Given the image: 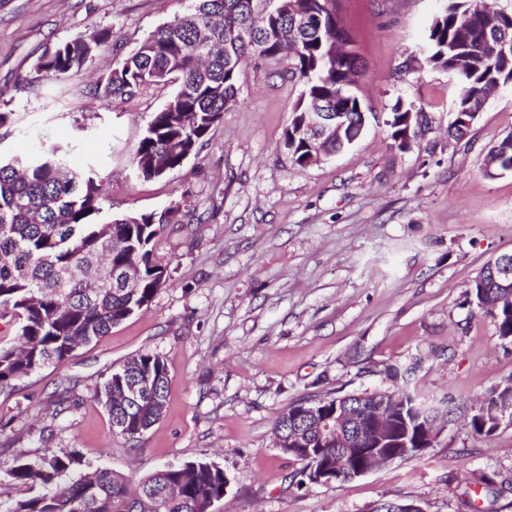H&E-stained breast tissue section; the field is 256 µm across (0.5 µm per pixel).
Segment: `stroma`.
Listing matches in <instances>:
<instances>
[{"label": "stroma", "mask_w": 512, "mask_h": 512, "mask_svg": "<svg viewBox=\"0 0 512 512\" xmlns=\"http://www.w3.org/2000/svg\"><path fill=\"white\" fill-rule=\"evenodd\" d=\"M191 0H0V158L53 144L94 170L102 219L181 205L155 246L168 283L148 309L0 391V500L25 496L11 472L47 450L76 451L79 474L141 479L166 464L214 461L228 480L216 512H512V415L489 437L470 420L512 378V341L476 306L482 266L512 253V174L484 157L512 132V91L490 98L460 142L448 138L455 86L443 71L402 73L438 0H336L363 66L354 92L372 118L349 149L292 162L284 134L302 82L252 60L233 104L183 167L141 177L133 152L176 91L98 100L106 73L25 80L46 46L111 30L130 50ZM430 125L402 151L385 124L396 99ZM168 366L166 412L136 442L112 429L101 383L133 356ZM407 390L445 408L438 439L350 480L292 483L300 465L274 422L300 400Z\"/></svg>", "instance_id": "1"}]
</instances>
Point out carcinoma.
Masks as SVG:
<instances>
[{"label":"carcinoma","instance_id":"cac0c4a2","mask_svg":"<svg viewBox=\"0 0 512 512\" xmlns=\"http://www.w3.org/2000/svg\"><path fill=\"white\" fill-rule=\"evenodd\" d=\"M247 32L250 38L233 34ZM112 31L97 28L47 49L26 77L69 76L115 50ZM420 68L441 70L458 88L448 138L463 139L496 86L512 89V9L494 0H443L420 53ZM261 58L304 85L285 132L292 161L304 164L310 148L295 137L299 116L318 101L342 113L347 129L361 120L352 90L362 65L338 15L335 0H195L185 14L158 27L139 46L114 59L95 83V99L130 98L168 82L176 93L155 113L132 161L145 179L162 177L222 121L235 99L241 69ZM423 111L396 100L386 125L401 150L411 148L424 126L408 113ZM512 166V132L493 146L484 175L495 178ZM102 188L91 172L68 167L55 147L0 161V316L9 310L22 320L20 350L0 348V388L14 386L47 364H62L72 351L106 334L148 307L168 283V267L155 255V242L169 224L179 223L180 206L161 213H131L106 223ZM128 269L139 287L127 289L112 271ZM476 302L490 294L502 300L491 315L498 335L512 339V291L497 287L492 263L471 284ZM169 381L166 361L144 353L113 371L98 390L112 428L130 441L140 439L163 416ZM512 400V380L493 390L490 410ZM315 410L319 423L335 411L332 400L299 401L294 412ZM436 413L409 392L397 411L399 435L411 447L424 443L425 425ZM317 466L336 460V447L311 433ZM74 451L51 450L12 471L28 496L0 512H208L224 498V468L215 462L165 466L133 483L109 470L74 474Z\"/></svg>","mask_w":512,"mask_h":512}]
</instances>
